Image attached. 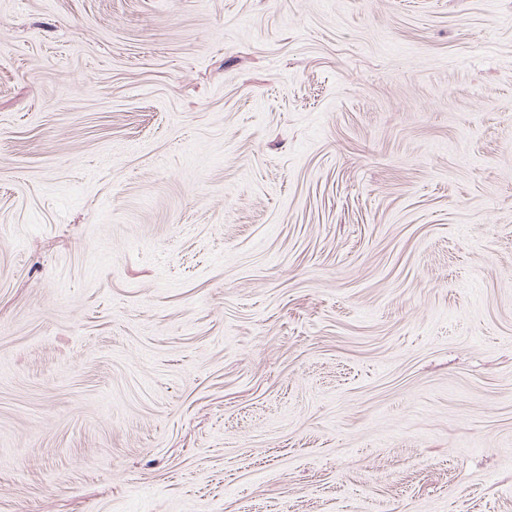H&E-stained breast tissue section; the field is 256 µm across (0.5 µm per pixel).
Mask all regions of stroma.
<instances>
[{
	"label": "stroma",
	"mask_w": 512,
	"mask_h": 512,
	"mask_svg": "<svg viewBox=\"0 0 512 512\" xmlns=\"http://www.w3.org/2000/svg\"><path fill=\"white\" fill-rule=\"evenodd\" d=\"M0 512H512V0H0Z\"/></svg>",
	"instance_id": "1"
}]
</instances>
